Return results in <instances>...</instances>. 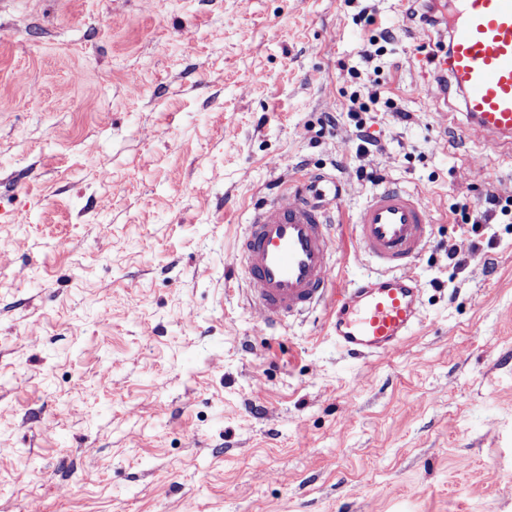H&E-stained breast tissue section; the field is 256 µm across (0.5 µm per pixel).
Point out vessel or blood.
Masks as SVG:
<instances>
[{
    "label": "vessel or blood",
    "instance_id": "obj_1",
    "mask_svg": "<svg viewBox=\"0 0 512 512\" xmlns=\"http://www.w3.org/2000/svg\"><path fill=\"white\" fill-rule=\"evenodd\" d=\"M450 2V46L441 65L494 151L512 141V0ZM341 195L336 178L319 173L258 204L233 263L268 324L330 302L337 346L365 360L395 351L419 323L422 284L413 268L435 223L417 193L375 192L359 209L354 234L358 252L377 271L338 288L327 201Z\"/></svg>",
    "mask_w": 512,
    "mask_h": 512
}]
</instances>
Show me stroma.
Returning a JSON list of instances; mask_svg holds the SVG:
<instances>
[{"label": "stroma", "instance_id": "35a3bbf8", "mask_svg": "<svg viewBox=\"0 0 512 512\" xmlns=\"http://www.w3.org/2000/svg\"><path fill=\"white\" fill-rule=\"evenodd\" d=\"M435 41L401 0H0V512H512V223L445 252L462 206L512 208V148L449 107ZM364 168L436 220L421 320L367 367L229 274L253 205L314 172L339 282L373 273ZM370 85L363 84L357 90L353 91L349 97V112H368L369 104H375L378 100V92L374 87L376 81H371Z\"/></svg>", "mask_w": 512, "mask_h": 512}]
</instances>
